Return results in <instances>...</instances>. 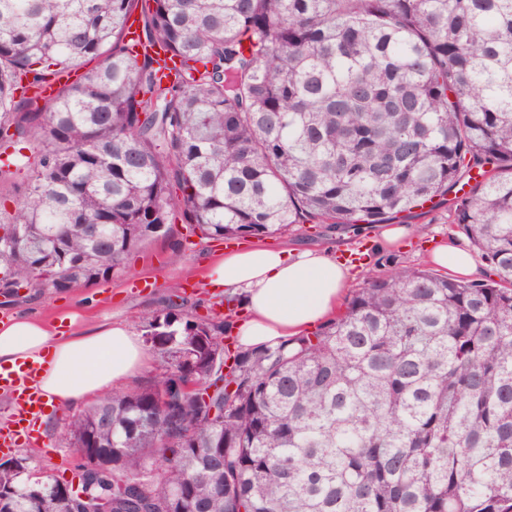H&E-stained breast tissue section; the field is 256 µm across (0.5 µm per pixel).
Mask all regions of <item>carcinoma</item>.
Wrapping results in <instances>:
<instances>
[{
  "instance_id": "obj_1",
  "label": "carcinoma",
  "mask_w": 512,
  "mask_h": 512,
  "mask_svg": "<svg viewBox=\"0 0 512 512\" xmlns=\"http://www.w3.org/2000/svg\"><path fill=\"white\" fill-rule=\"evenodd\" d=\"M0 152L1 295L119 273L178 219L385 224L484 165L454 221L496 276L365 266L247 349L236 310L172 302L141 326L161 371L65 415L78 482L1 462L0 512H512V0H0Z\"/></svg>"
}]
</instances>
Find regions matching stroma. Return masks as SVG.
Listing matches in <instances>:
<instances>
[{
    "label": "stroma",
    "mask_w": 512,
    "mask_h": 512,
    "mask_svg": "<svg viewBox=\"0 0 512 512\" xmlns=\"http://www.w3.org/2000/svg\"><path fill=\"white\" fill-rule=\"evenodd\" d=\"M454 211L449 203L424 206L413 219L421 232L404 246L388 248L381 244L378 226L360 225L354 232L325 236L312 222L292 225L283 235L268 238L271 246L321 247L341 256L346 252H365L373 271L384 275L394 265L427 268L428 245L434 237H459L452 228ZM183 249L186 259L180 263L169 260L172 248ZM221 241L203 240L188 235L183 223H176L174 234L166 240L153 243L127 260L123 272L86 286L62 293H46L16 304L0 305V320L11 316H29L53 324L67 315L76 316L81 327L90 328L106 320L126 322L133 331H140L145 317L167 303L171 295L184 301L186 311L204 316L216 304L205 283L208 265L224 250ZM63 413L56 407L50 411L37 436L41 440L35 452L14 449V458L23 460L28 471L47 473L56 479H72L78 460L66 448L62 429L56 421Z\"/></svg>",
    "instance_id": "obj_1"
}]
</instances>
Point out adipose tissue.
<instances>
[{
  "label": "adipose tissue",
  "instance_id": "1",
  "mask_svg": "<svg viewBox=\"0 0 512 512\" xmlns=\"http://www.w3.org/2000/svg\"><path fill=\"white\" fill-rule=\"evenodd\" d=\"M349 277V267L325 249L260 242L225 251L207 273L211 289L242 304L246 317L234 333L248 348L278 344L333 315ZM32 361L42 365L43 401L75 409L125 384L147 367L149 354L119 321L64 336L27 316L0 321V371Z\"/></svg>",
  "mask_w": 512,
  "mask_h": 512
}]
</instances>
